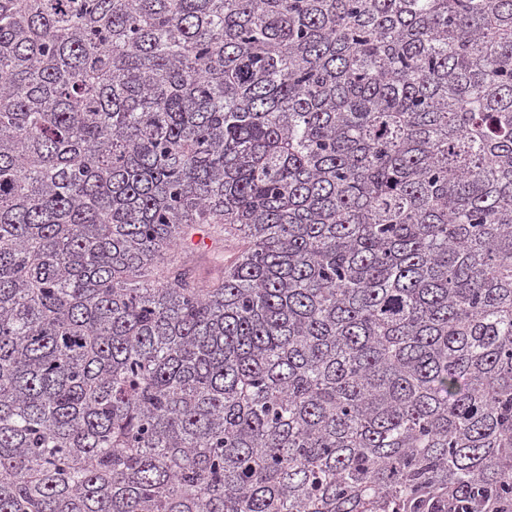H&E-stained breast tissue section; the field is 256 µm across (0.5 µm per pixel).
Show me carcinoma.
I'll return each instance as SVG.
<instances>
[{
	"label": "carcinoma",
	"mask_w": 512,
	"mask_h": 512,
	"mask_svg": "<svg viewBox=\"0 0 512 512\" xmlns=\"http://www.w3.org/2000/svg\"><path fill=\"white\" fill-rule=\"evenodd\" d=\"M0 512H512V0H0ZM210 231L212 232V229L208 230V226H206L204 232L196 234L193 238L194 242L198 237H201L202 235L206 236V245L203 247L192 246V249H189L186 254H183L189 265L194 267L197 273L202 277L207 278L217 276V270L213 262L215 250L223 249L225 261V258L227 259L231 257L234 252L238 250V246H240L238 240L234 238H228L227 240L224 238V240H221L217 245H215L214 238H216L217 235L209 233ZM216 247L217 249H215Z\"/></svg>",
	"instance_id": "cac0c4a2"
}]
</instances>
